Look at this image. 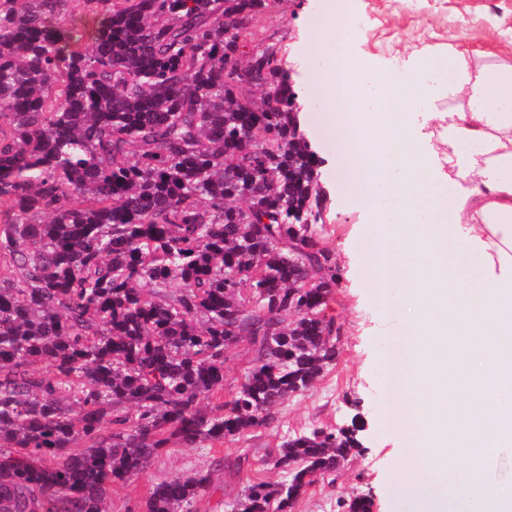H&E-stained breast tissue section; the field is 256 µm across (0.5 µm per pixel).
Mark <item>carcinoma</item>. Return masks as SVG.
Masks as SVG:
<instances>
[{"label":"carcinoma","instance_id":"cac0c4a2","mask_svg":"<svg viewBox=\"0 0 512 512\" xmlns=\"http://www.w3.org/2000/svg\"><path fill=\"white\" fill-rule=\"evenodd\" d=\"M69 2L0 0V512H104L161 450L268 424L338 356L286 60L248 59L259 104L224 67L270 0H94L90 46ZM245 339L255 362L226 401L224 352ZM359 448L354 427L286 438L284 479L232 512H293ZM210 487L171 476L147 512H193Z\"/></svg>","mask_w":512,"mask_h":512}]
</instances>
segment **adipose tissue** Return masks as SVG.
<instances>
[{
	"mask_svg": "<svg viewBox=\"0 0 512 512\" xmlns=\"http://www.w3.org/2000/svg\"><path fill=\"white\" fill-rule=\"evenodd\" d=\"M351 14L350 0H325L313 50L345 203L382 224L372 271L396 270L403 289L407 329L388 364L428 400H391L406 410L402 485L421 512H512L485 479L512 447V62L452 34L354 81ZM452 454L470 466L451 468Z\"/></svg>",
	"mask_w": 512,
	"mask_h": 512,
	"instance_id": "adipose-tissue-1",
	"label": "adipose tissue"
}]
</instances>
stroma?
Masks as SVG:
<instances>
[{
	"label": "stroma",
	"mask_w": 512,
	"mask_h": 512,
	"mask_svg": "<svg viewBox=\"0 0 512 512\" xmlns=\"http://www.w3.org/2000/svg\"><path fill=\"white\" fill-rule=\"evenodd\" d=\"M324 0H273L255 25L254 44L281 47L288 55V74L297 112L313 151L326 160L318 170L324 204V238L336 261V288L326 313L341 328L339 355L308 392L291 397L269 425L225 439L208 448H170L125 484L113 486L106 512H146L150 490L173 475L206 470L212 491L197 498L193 512H224L258 481H279L283 475L271 460L284 436L314 426L358 424L363 450L345 462L335 483L318 481L296 503L294 512H336V500L351 493L369 494L374 512H414L409 495H396L393 472L406 451L398 416L388 405L391 385L382 384L388 346L402 330L385 313L382 301L392 289L377 276L356 277L374 257L378 225L368 212L345 208L336 183L333 134L316 87L321 67L309 49ZM354 46L348 57L351 77L364 66L382 68L408 57L427 44L447 42L449 33L464 34L478 49H512V0H353ZM223 466H216V459Z\"/></svg>",
	"instance_id": "obj_1"
}]
</instances>
